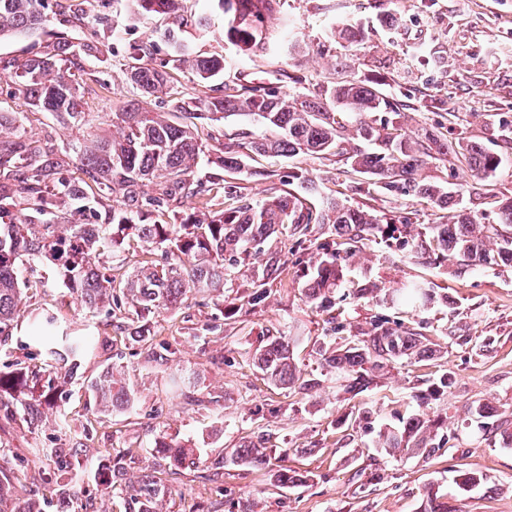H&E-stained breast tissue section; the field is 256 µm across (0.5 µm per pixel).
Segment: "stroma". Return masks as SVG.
Here are the masks:
<instances>
[{"mask_svg":"<svg viewBox=\"0 0 512 512\" xmlns=\"http://www.w3.org/2000/svg\"><path fill=\"white\" fill-rule=\"evenodd\" d=\"M184 5L186 14L214 15L209 31L176 25L165 14L132 15L128 0H86L70 34L101 44L98 58L83 63L86 109L94 116L95 131L111 130L113 112L131 100H146L156 112L170 109L167 95L145 98L131 83L125 60L131 44L152 43L153 62L172 73L175 90L202 92L187 66L173 57L165 37L173 30L200 54H223L225 79L240 84L289 93L351 78L380 85L403 101L397 121L408 132L426 128L452 140L462 135L500 155L502 162L489 180L472 176L454 157L429 161L421 175L452 191L451 212L493 224L499 205L512 201V0H285L280 12L265 20L274 46L260 55L225 39L215 0H184ZM348 22L365 33L351 49L329 37L332 25ZM288 41L305 46V54L291 58L284 47ZM11 92V82L0 78V107L18 111L23 126L46 150L61 152L77 138V130L60 126L49 113L19 110ZM266 171L301 174L315 183L320 196L340 193L375 215L409 219L415 233L441 216L431 204L399 191L368 190L361 175L345 172L332 158L258 155L245 172L229 174L227 180L243 199L257 201L270 194V183L262 177ZM383 252L375 245L354 260L356 272L370 284L389 289L406 279H423L448 292L451 305L435 303L419 313L432 334L448 339L440 362L398 365L367 391L345 393L334 376L323 373L314 353L315 344L328 338L329 312L306 301L293 269L284 284L271 285L262 303L243 305L231 319H222L214 305L190 301L154 317L155 340L133 346L125 344L123 330L106 325L104 313H89L73 301L61 308L60 318L105 324L107 343L83 363L81 378L56 394L42 428L31 432L0 419V444L10 450L0 457V466L28 465L49 476L53 458L33 457V449H140L122 480L123 491L113 495L101 490L95 462L86 459L77 492L87 512H125L127 493L153 472L168 489L161 512H189L193 506L231 512L245 499L252 512H420L430 487L458 512H512V446L478 431L467 412L472 402H487L496 418L512 421V270L478 267L460 279L453 265L421 264L407 251L388 262ZM217 318L219 333L194 335V327ZM284 330L297 338L298 365L321 379L309 392L277 390L253 364L260 342ZM171 337L177 352L161 358L158 343ZM478 339L489 340L488 350L475 347ZM442 367L453 373V385L443 395L427 396ZM108 368L134 390L137 411L112 413L85 430L95 407L88 382ZM365 404L373 409L366 418L357 412ZM408 413L447 416L454 439L427 460H381L378 483H364L356 472L369 466L379 429ZM260 429L271 435V468L306 470L313 480L275 489L263 470L230 465L215 477L199 469L171 471L150 453L155 439L163 437L201 441L204 453L215 457ZM462 463L484 475L483 483L466 494L454 483Z\"/></svg>","mask_w":512,"mask_h":512,"instance_id":"obj_1","label":"stroma"}]
</instances>
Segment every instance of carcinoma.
Wrapping results in <instances>:
<instances>
[{
	"instance_id": "cac0c4a2",
	"label": "carcinoma",
	"mask_w": 512,
	"mask_h": 512,
	"mask_svg": "<svg viewBox=\"0 0 512 512\" xmlns=\"http://www.w3.org/2000/svg\"><path fill=\"white\" fill-rule=\"evenodd\" d=\"M44 0H0V39L28 36L44 29ZM133 14L175 13L179 0H130ZM224 14V37L241 42L253 53H263L272 41L264 18L280 10L281 0H216ZM330 34L348 47L362 40L359 25L331 29ZM101 53L99 42L75 43L68 32L55 35L52 50L26 60L0 57V74L13 85V97L26 108L53 115L64 127L89 125L81 85L82 61ZM151 44L129 46L127 62L132 82L143 97L165 93L170 111L146 110L138 102L112 113L110 135L87 134L68 144L59 156L28 135L17 113L0 111V352L8 351L14 323L26 315L30 341L38 348L42 366L23 363L0 367V416L18 421L34 431L43 425L52 393L59 380H71L85 359L99 345L96 332L78 329L48 307L26 308V293L43 284L42 278L20 281L22 258L36 270L52 272L70 297L89 310L107 309L124 321L129 344L153 336L149 315L175 311L195 293L224 296L225 270L246 268L253 292L247 304H257L266 286L282 282L288 264H306L303 291L306 299L324 308L346 282L357 253L377 241L409 247V224L378 218L337 197L314 205L308 196L315 186L302 180V191L277 189L262 201L238 199L234 186L224 183L219 171L237 172L254 155H329L343 158L358 174L386 189L401 184L413 196L448 209L450 192L440 184L420 180L417 171L430 159L453 155L465 161L474 176L495 171L501 159L475 141L451 142L448 137L426 133L413 138L381 112L400 111L397 98L363 80L329 82L308 93L280 94L264 88L226 82L219 95L174 96L171 75L163 67L145 63ZM178 61L190 67L196 80L209 84L224 77V56L201 55L189 45L174 42ZM247 116L263 135L220 143L213 156L198 142L196 121L222 124L230 117ZM74 158L79 176L58 177L66 159ZM205 165L212 173L205 180L193 173ZM187 210H178L181 205ZM93 205L109 206L106 224H80L74 215ZM336 235L329 249L311 238L316 227ZM414 256L431 261L453 259L457 277L477 266L512 267V201L501 207L497 224H479L468 214H456L446 224H424L418 232ZM147 247L150 258L127 277L112 273L106 258L129 241ZM295 260L288 259V256ZM348 296L360 301L373 297L391 307L413 311L435 302L448 303L425 281L409 280L398 288L379 291L351 281ZM422 322L404 323L380 316L364 328L342 322L333 331L334 344L318 348L320 365L336 376L347 393H361L396 364L413 365L443 357V347L425 333ZM293 337L281 332L255 352L254 365L268 383L288 391L312 389L316 378L293 357ZM96 399V416L134 408L135 395L108 369L90 382ZM469 413L479 430L498 431L512 445V429L502 421L492 427L489 407L474 402ZM448 420H424L417 414L398 418V425L379 430L377 453L396 458L415 453L429 458L448 443ZM270 435L264 430L240 442L230 452L210 458L192 441L162 438L151 454L164 464L221 470L226 463L264 469L268 465ZM137 449L34 448L36 457H63L54 474L50 498L70 503L83 462L93 454L104 464L115 486ZM36 477L22 470L0 469V508L12 500L21 478ZM273 486L288 488L307 484L310 472L286 466L270 476ZM484 481L475 469L456 470V485L469 492ZM165 485L155 475H145L137 494L128 502L130 512H157ZM422 512H455L448 499L433 490L425 494Z\"/></svg>"
}]
</instances>
